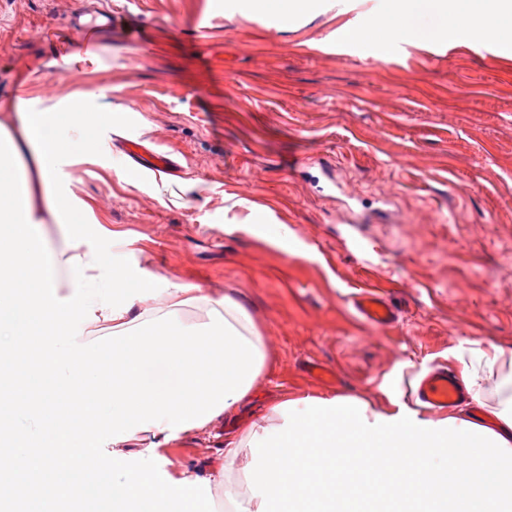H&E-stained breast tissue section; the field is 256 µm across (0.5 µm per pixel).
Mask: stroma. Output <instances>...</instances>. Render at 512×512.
<instances>
[{"mask_svg": "<svg viewBox=\"0 0 512 512\" xmlns=\"http://www.w3.org/2000/svg\"><path fill=\"white\" fill-rule=\"evenodd\" d=\"M233 0H114L124 19L78 47L83 0H0V120L86 96L95 153L57 186L80 224H42L145 274L232 297L267 338L269 367L236 412L179 440L129 441L172 476L224 472V445L284 397L388 395L476 351L512 354V57L491 43L363 49L339 35L370 0H318L292 25ZM166 155L151 171L121 145ZM387 291L395 324L353 299ZM318 362L336 374L325 384ZM227 483V484H228Z\"/></svg>", "mask_w": 512, "mask_h": 512, "instance_id": "1", "label": "stroma"}]
</instances>
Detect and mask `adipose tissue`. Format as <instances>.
I'll return each instance as SVG.
<instances>
[{
	"label": "adipose tissue",
	"instance_id": "obj_1",
	"mask_svg": "<svg viewBox=\"0 0 512 512\" xmlns=\"http://www.w3.org/2000/svg\"><path fill=\"white\" fill-rule=\"evenodd\" d=\"M464 32L512 52V0H375L344 39L427 46ZM76 98L59 112H23L17 131L0 125V439L7 428L77 417L0 459V505L61 512H207L195 476L173 477L155 460L128 456L136 437L171 441L235 412L267 366L266 338L231 298L109 264L93 248L47 254L32 233L40 210L19 195L14 164L29 153L42 188L61 162L96 146V127ZM77 277L54 294L53 273ZM203 305L191 324L180 307ZM112 325V352L96 335ZM166 373L155 377L152 369ZM491 430L454 417L421 420L405 405L371 410L358 397L286 398L228 442L248 450L246 512H512V398ZM111 448L114 464L100 457ZM456 466H449V459Z\"/></svg>",
	"mask_w": 512,
	"mask_h": 512
}]
</instances>
